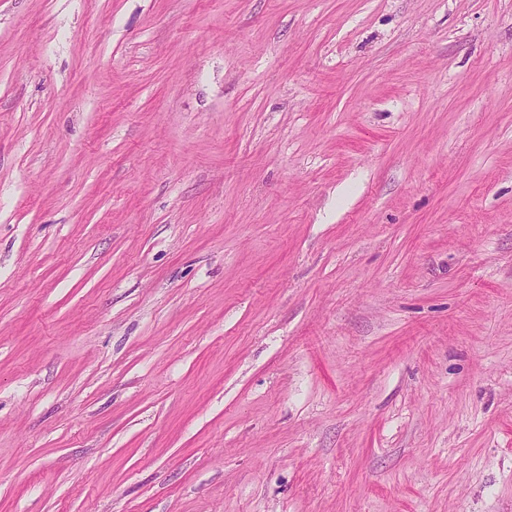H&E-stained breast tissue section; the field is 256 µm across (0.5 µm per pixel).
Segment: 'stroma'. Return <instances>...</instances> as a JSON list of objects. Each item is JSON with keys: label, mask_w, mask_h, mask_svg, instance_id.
Masks as SVG:
<instances>
[{"label": "stroma", "mask_w": 512, "mask_h": 512, "mask_svg": "<svg viewBox=\"0 0 512 512\" xmlns=\"http://www.w3.org/2000/svg\"><path fill=\"white\" fill-rule=\"evenodd\" d=\"M0 512H512V0H0Z\"/></svg>", "instance_id": "stroma-1"}]
</instances>
